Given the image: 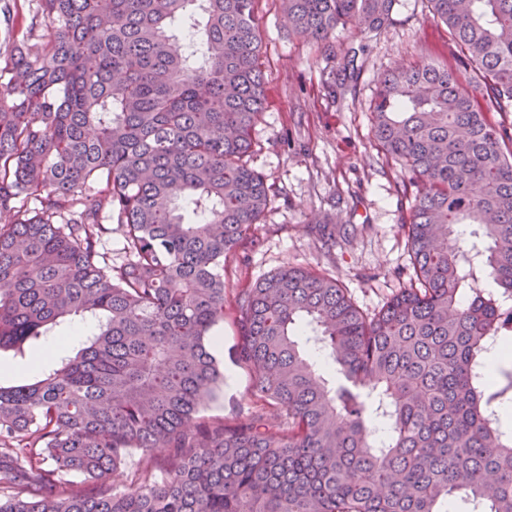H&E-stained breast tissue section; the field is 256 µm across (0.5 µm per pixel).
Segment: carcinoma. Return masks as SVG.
I'll use <instances>...</instances> for the list:
<instances>
[{"label":"carcinoma","instance_id":"cac0c4a2","mask_svg":"<svg viewBox=\"0 0 512 512\" xmlns=\"http://www.w3.org/2000/svg\"><path fill=\"white\" fill-rule=\"evenodd\" d=\"M256 2L36 0L47 38L15 45L0 101V353L97 328L43 379L0 385V512H512V368L484 370L491 339L512 346V0H427L457 65L379 83L374 141L415 187L408 284L371 314L304 267L235 289L255 415L200 419L224 383V259L269 204L245 161L265 107ZM278 2L334 55L397 0Z\"/></svg>","mask_w":512,"mask_h":512}]
</instances>
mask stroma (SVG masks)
<instances>
[{"mask_svg":"<svg viewBox=\"0 0 512 512\" xmlns=\"http://www.w3.org/2000/svg\"><path fill=\"white\" fill-rule=\"evenodd\" d=\"M265 110L254 131L250 166L264 173L271 203L253 233L260 244L224 263L227 288H240L285 266L328 271L363 311L379 310L399 288L410 260L401 224L410 198L399 187L400 167L386 161L371 134L381 77L390 69L428 59L448 62L445 26L425 0H399L395 22L367 39L339 33L355 49V76L339 71L323 44L296 36L278 0H257ZM317 224H344L350 241L321 248ZM224 383L201 416L235 424L252 419V379L235 359L233 307L213 330Z\"/></svg>","mask_w":512,"mask_h":512,"instance_id":"35a3bbf8","label":"stroma"}]
</instances>
